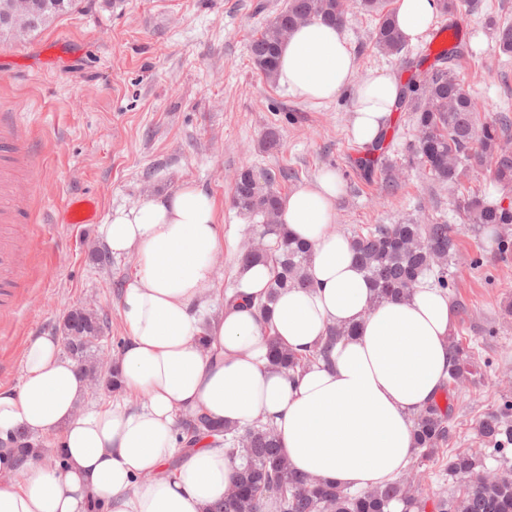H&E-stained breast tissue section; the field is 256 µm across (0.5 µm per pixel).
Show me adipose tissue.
<instances>
[{"label":"adipose tissue","mask_w":512,"mask_h":512,"mask_svg":"<svg viewBox=\"0 0 512 512\" xmlns=\"http://www.w3.org/2000/svg\"><path fill=\"white\" fill-rule=\"evenodd\" d=\"M440 0H396L400 31L421 40ZM356 55L342 30L319 22L285 39L277 83L305 102L353 101L351 135L374 141L401 94L391 74L356 80ZM341 183L327 170L281 199L289 234L311 248L314 287L278 295L267 314L257 301L273 276L266 263L237 265L238 298L206 314L211 259L224 247L214 199L188 183L113 211L102 242L136 253L119 315L126 333L113 367L136 406L80 404L90 379L61 354L51 333L31 337L24 377L0 387V440L25 430L34 448L24 464L0 457V512H209L234 485L239 463L222 437L179 445L181 419L205 414L242 429L271 423L280 453L298 475L350 490L391 481L414 447V419L448 383L455 312L447 292L425 283L400 300L373 303V291L346 236L333 230ZM353 328L314 353L329 329ZM313 355L292 371L275 366L270 341ZM148 483H138V476Z\"/></svg>","instance_id":"obj_1"}]
</instances>
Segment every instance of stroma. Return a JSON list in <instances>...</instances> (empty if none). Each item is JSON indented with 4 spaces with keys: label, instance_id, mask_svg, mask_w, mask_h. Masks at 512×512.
<instances>
[{
    "label": "stroma",
    "instance_id": "stroma-1",
    "mask_svg": "<svg viewBox=\"0 0 512 512\" xmlns=\"http://www.w3.org/2000/svg\"><path fill=\"white\" fill-rule=\"evenodd\" d=\"M457 0L436 26L457 24L473 51L451 66L454 77L487 105L491 114L512 116V55L498 52L489 17L512 21V0H480L471 8ZM286 0H81L77 11L55 19L24 40L0 41V101L23 99L17 122L38 163L33 196L27 175L12 169L11 184L26 196L32 214L19 223L13 263L16 304L0 305V386L19 387L30 337L60 333L67 313L80 308L108 314L110 330L101 354L114 356L126 334L118 315L115 280L130 282L135 254L98 265L100 226L120 207L192 183L215 200L224 226V248L212 259L215 288L207 308L217 313L226 291L238 284V252L274 243L258 220L231 205L233 178L250 167L284 170L281 193L332 170L342 181L333 228L347 235L374 224L411 222L457 225L461 246L449 294L469 315L454 334L475 341L477 373L454 402L456 434L432 469L452 449L473 452L478 470L497 474L476 425L482 414L512 400V317L501 308L512 295V258L494 259L496 230H472L461 221L458 191L431 179L408 147L417 130L410 111L394 112L400 135L386 152L393 189L381 174L365 178L357 166L364 154L350 134L352 100L327 104L301 101L266 80L249 58L251 36ZM376 17L352 14L345 32L357 56V78L390 73L409 76L406 58H419L425 43L403 53L380 52L371 40ZM280 133L282 148L265 151L267 129ZM91 195L100 203L95 224H65L60 210L68 197Z\"/></svg>",
    "mask_w": 512,
    "mask_h": 512
}]
</instances>
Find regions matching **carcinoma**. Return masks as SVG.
<instances>
[{
    "label": "carcinoma",
    "mask_w": 512,
    "mask_h": 512,
    "mask_svg": "<svg viewBox=\"0 0 512 512\" xmlns=\"http://www.w3.org/2000/svg\"><path fill=\"white\" fill-rule=\"evenodd\" d=\"M359 11L379 15L372 31V40L382 52L398 54L407 45L393 18L382 13L383 0H355ZM77 0H37V6L26 16V25L14 28L0 26V34L23 37L39 30L50 20L68 13ZM320 21L343 26L347 23L345 0H287L286 6L256 32L249 44L253 67L268 79H274L279 65V52L288 33L302 23ZM496 45L504 54L512 53V23L489 18ZM397 108L413 112L419 136L410 144L418 163L433 177L447 184H456L465 169L487 167L498 187L500 198L490 202L486 191L469 189L458 198L459 211L471 224L512 226V150L502 145L512 119L506 115L478 122L487 111L485 104L474 97L463 83L447 69L412 73L402 85ZM388 131L365 147L360 166L374 170L386 152ZM276 174L257 173L251 168L239 171L234 182L233 204L241 212L259 217L265 232L277 238L274 249L245 250L241 262L270 261L276 268L268 284L262 310L288 288H311L308 267L311 250L308 245L287 235L280 218L281 195L275 187ZM458 230L451 224H375L350 234L349 240L357 262L374 287L377 301L407 295L419 279L434 277V285L448 288L450 261L457 251ZM109 328L104 316L83 309L70 313L64 321L66 349L83 369L95 372L104 366L97 342L103 330ZM449 349L453 368L444 391L445 403L429 405L416 416V461L406 473L382 487L363 492L348 490L311 481L289 469L280 456L275 428L261 421L242 433L228 429L219 422L198 415L182 421L177 439L192 444L214 433L224 434V447L231 457L240 460L239 479L224 500L210 512H262V502L268 498L278 504V512H392L393 505L403 504L402 512H512V401L486 412L479 420L477 433L499 462L501 473L487 478L476 473V458L467 451L448 456L443 473L456 479L471 480L458 488V496L448 497V481H437V474L427 467L438 449L448 444L454 432V397L467 385L472 375L475 356L472 346L461 340H451ZM270 359L290 371L302 358L273 341ZM435 488L428 497L410 494Z\"/></svg>",
    "instance_id": "carcinoma-1"
}]
</instances>
